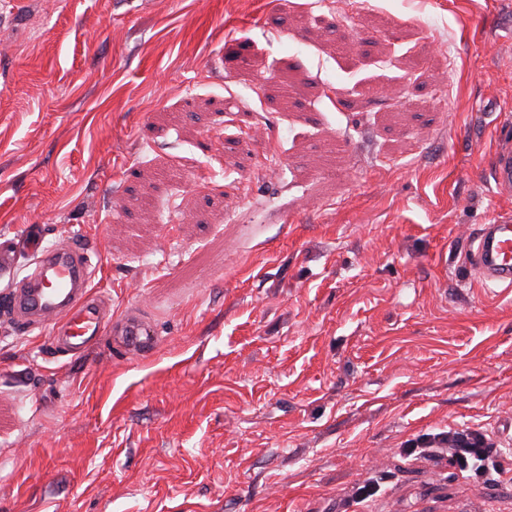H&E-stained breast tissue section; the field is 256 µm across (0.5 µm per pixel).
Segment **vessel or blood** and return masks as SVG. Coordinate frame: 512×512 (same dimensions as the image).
Instances as JSON below:
<instances>
[{"label": "vessel or blood", "mask_w": 512, "mask_h": 512, "mask_svg": "<svg viewBox=\"0 0 512 512\" xmlns=\"http://www.w3.org/2000/svg\"><path fill=\"white\" fill-rule=\"evenodd\" d=\"M491 175L499 193L512 192L511 147L497 148ZM32 253L30 273L9 294L8 307L17 332H39L49 347L74 359L105 335L112 336L114 347L129 355L143 357L155 350L156 331L141 314L110 321L91 289L95 267L80 236H71L62 247H46L34 240ZM469 256L484 282L511 287L512 220L501 218L483 225L472 240Z\"/></svg>", "instance_id": "obj_1"}]
</instances>
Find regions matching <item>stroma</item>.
I'll list each match as a JSON object with an SVG mask.
<instances>
[{
	"label": "stroma",
	"instance_id": "35a3bbf8",
	"mask_svg": "<svg viewBox=\"0 0 512 512\" xmlns=\"http://www.w3.org/2000/svg\"><path fill=\"white\" fill-rule=\"evenodd\" d=\"M511 124L512 0H0V236L80 233L159 338L0 317V512H351L372 473L367 512H512L399 453L512 443V288L465 264ZM386 483L384 476H371L366 479L361 485H359L354 492L351 500V504L356 507L353 511H364L358 510L367 508L368 503L372 502L374 498L381 492L384 484Z\"/></svg>",
	"mask_w": 512,
	"mask_h": 512
}]
</instances>
